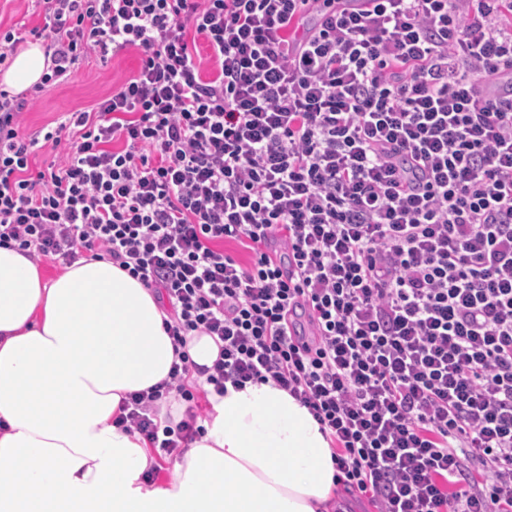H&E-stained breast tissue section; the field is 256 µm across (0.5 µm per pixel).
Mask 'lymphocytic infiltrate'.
Listing matches in <instances>:
<instances>
[{
  "label": "lymphocytic infiltrate",
  "instance_id": "1",
  "mask_svg": "<svg viewBox=\"0 0 512 512\" xmlns=\"http://www.w3.org/2000/svg\"><path fill=\"white\" fill-rule=\"evenodd\" d=\"M37 2L48 71L0 91V244L112 260L166 301L174 348L218 338L215 393L306 406L378 512H512V0ZM131 47L32 171L27 106ZM191 368L116 424L188 447L195 419L157 413L203 394Z\"/></svg>",
  "mask_w": 512,
  "mask_h": 512
}]
</instances>
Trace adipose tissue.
Here are the masks:
<instances>
[{
	"mask_svg": "<svg viewBox=\"0 0 512 512\" xmlns=\"http://www.w3.org/2000/svg\"><path fill=\"white\" fill-rule=\"evenodd\" d=\"M48 60L30 43L0 72L21 93ZM155 293L107 259L55 276L0 245V512H331L336 469L309 410L273 383L211 395L175 482L115 424L177 357Z\"/></svg>",
	"mask_w": 512,
	"mask_h": 512,
	"instance_id": "ef3b65f1",
	"label": "adipose tissue"
}]
</instances>
